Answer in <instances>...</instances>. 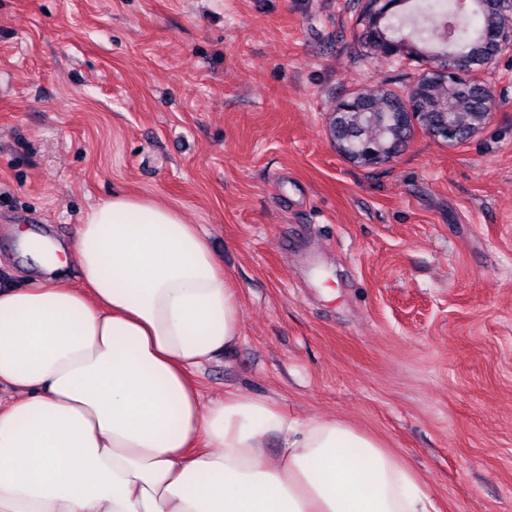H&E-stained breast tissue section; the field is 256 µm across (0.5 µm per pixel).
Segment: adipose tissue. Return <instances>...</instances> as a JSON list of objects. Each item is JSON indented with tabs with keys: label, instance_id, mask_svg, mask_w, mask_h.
<instances>
[{
	"label": "adipose tissue",
	"instance_id": "obj_1",
	"mask_svg": "<svg viewBox=\"0 0 512 512\" xmlns=\"http://www.w3.org/2000/svg\"><path fill=\"white\" fill-rule=\"evenodd\" d=\"M20 241L42 274L0 290V512H436L344 420L204 400L193 373L239 340L238 293L177 208L117 192L71 247Z\"/></svg>",
	"mask_w": 512,
	"mask_h": 512
}]
</instances>
